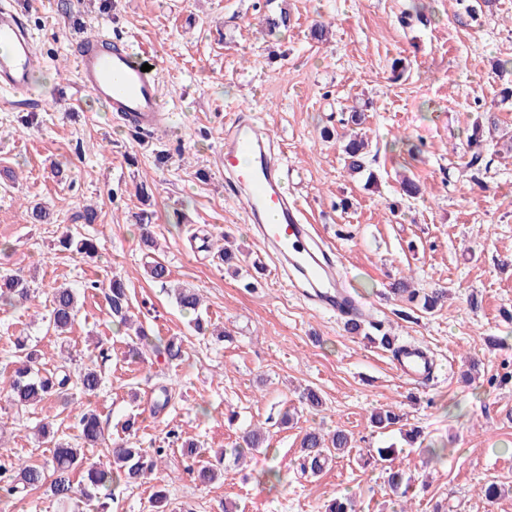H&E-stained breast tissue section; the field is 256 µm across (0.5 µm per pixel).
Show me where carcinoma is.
Returning <instances> with one entry per match:
<instances>
[{
  "mask_svg": "<svg viewBox=\"0 0 512 512\" xmlns=\"http://www.w3.org/2000/svg\"><path fill=\"white\" fill-rule=\"evenodd\" d=\"M365 122L364 110L355 107L350 110L347 118V123L350 124L347 132L336 136L328 129L323 131L324 138L329 139L334 136L342 142L345 165L349 172L355 174H361L367 170V145L361 136V128ZM487 125L491 127L496 125L495 116L483 112L477 116L471 133L467 136L466 146L471 152L467 166L470 168L480 166L483 161L482 132ZM57 247L60 251L76 254H93L97 250L92 239L68 231L62 233L57 239ZM392 291L397 294L407 293L412 301L420 300L421 307L426 312L436 310L446 296V291L441 288L421 296L408 288L405 281L393 283ZM33 293V288L24 276L20 274L0 276L1 304L13 305L27 302ZM106 299L112 312V321L119 327L129 325L131 299L129 289L122 278L112 277L107 287ZM177 303L183 311L191 312L199 306L200 296L192 288H182L178 292ZM78 312L77 297L72 289L67 287L52 289L48 323L56 336L60 337L68 333L76 321ZM15 347L18 361L15 362L6 387L3 388L6 401L22 408L40 403L53 394H67L72 380L67 370L58 368L51 372L40 368L43 353L30 344L26 337L16 338ZM145 348L164 355L170 363L181 361L185 356L182 339L172 337L156 343L153 336L140 325L135 330L134 338L126 343L123 358L131 362L140 360ZM77 384L80 385L81 392L87 396L96 393L101 385V371L95 360H90V365L81 370ZM400 421L401 415L392 408L380 409L370 417L372 427L377 429H387ZM75 422L79 430V438L82 440V447L74 448L67 442L59 441L54 445L50 460L41 466L19 462L8 466L0 465V494L5 497H23L43 488L57 500L66 501L72 498L73 475L79 470L82 472L86 497L93 499L100 491L105 490L115 498L128 486L152 474L162 463L163 452L160 448L149 453L142 448L129 446L125 442L107 444L101 417L89 404L80 408ZM264 440L265 435L259 429L245 431L241 435L240 442L217 454L218 461L221 462L230 456L238 462L243 458L245 451L258 449ZM86 447L112 448V466L105 468L97 462L89 461L84 451ZM352 448V436L344 429L338 428L327 436L320 429L311 428L301 437L300 466L303 471L318 475L337 456L350 453ZM180 452L183 457L193 463V466L188 468V473L194 481L204 485L216 479V465L199 460L201 450L194 443L182 444ZM397 455L395 448H378L375 455L371 456L374 462L384 465L387 485L395 494L409 482L405 471L394 465Z\"/></svg>",
  "mask_w": 512,
  "mask_h": 512,
  "instance_id": "cac0c4a2",
  "label": "carcinoma"
}]
</instances>
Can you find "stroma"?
<instances>
[{
  "instance_id": "35a3bbf8",
  "label": "stroma",
  "mask_w": 512,
  "mask_h": 512,
  "mask_svg": "<svg viewBox=\"0 0 512 512\" xmlns=\"http://www.w3.org/2000/svg\"><path fill=\"white\" fill-rule=\"evenodd\" d=\"M473 0H0L26 14L35 34L44 97L0 102V275L34 274L38 288L22 306L0 305V377L8 376L16 337H30L46 366H83L93 345L112 352L90 403L106 435L137 416L128 440L163 448L162 467L123 490L107 512H150L155 487L168 491L170 512H324L331 499L352 497L356 512H512V0L469 13ZM424 7L429 24L405 27L403 13ZM291 15L288 29L267 33L265 16ZM328 29L312 40L313 24ZM117 33L158 67L170 124L153 137L124 121L74 81V47ZM368 106L365 132L374 185L350 176L341 145L321 137L352 108ZM248 107L266 124L291 171V189L311 223L342 255L349 287L370 321L397 344L418 343L437 360L434 380L404 379L392 351L348 333L342 322L297 299L252 237L238 203L224 189V117ZM497 127L477 178L465 173L466 137L478 113ZM422 186L410 199L402 176ZM146 184L151 201L136 190ZM42 205L47 224L34 222ZM96 210L84 223L85 207ZM157 248L145 251L139 216ZM94 238L98 255L54 250L65 230ZM230 241L243 255L239 271L220 265L216 248ZM163 260L167 283L147 267ZM124 278L138 321L162 337L181 338L186 360L173 366L153 353L127 363L126 338L112 323L103 283ZM253 287H246V280ZM408 280L420 293L448 291L432 313L420 312L389 285ZM65 285L79 313L67 338L48 327L50 291ZM202 296L204 320L224 340L196 333L176 305L175 288ZM311 386L322 407L300 406ZM173 394L156 410L160 388ZM393 408L400 425L371 427L374 410ZM294 412L289 423L284 413ZM51 422L74 442V407L52 397L16 409L0 400V462L41 464L51 446L35 427ZM263 428L267 447L243 466L203 486L187 474L178 439L193 441L205 460L228 448L246 427ZM343 428L349 456L321 474L302 473L303 432ZM418 429L415 444L403 431ZM394 445L411 477L399 498L367 457ZM440 449L430 458L429 449ZM278 470L267 482L264 473ZM507 489L490 503L488 481ZM97 500L74 494L61 502L36 492L0 500V512H95Z\"/></svg>"
}]
</instances>
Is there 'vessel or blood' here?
I'll use <instances>...</instances> for the list:
<instances>
[{"mask_svg": "<svg viewBox=\"0 0 512 512\" xmlns=\"http://www.w3.org/2000/svg\"><path fill=\"white\" fill-rule=\"evenodd\" d=\"M81 91L137 130L164 126L167 109L156 71H143V58L102 34L75 51ZM32 33L12 9L0 8V90L17 101L39 95L33 83ZM224 179L244 200L249 219L264 246L276 257L278 277L308 304L336 314L341 322L363 317L365 309L349 292L336 254L315 226L305 223L288 172L278 160L270 134L250 111L230 113L224 121ZM408 380L432 378L434 365L417 346L400 347L394 358Z\"/></svg>", "mask_w": 512, "mask_h": 512, "instance_id": "obj_1", "label": "vessel or blood"}]
</instances>
